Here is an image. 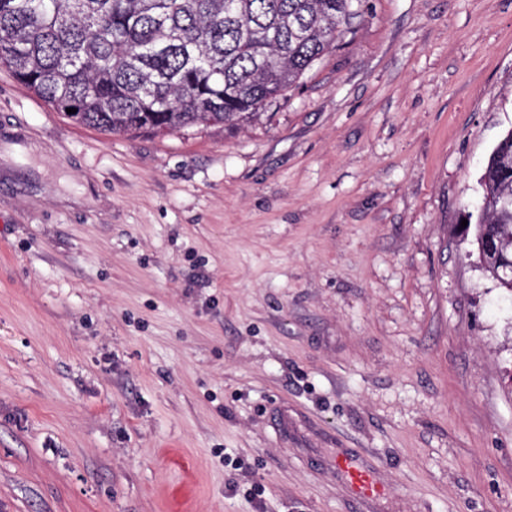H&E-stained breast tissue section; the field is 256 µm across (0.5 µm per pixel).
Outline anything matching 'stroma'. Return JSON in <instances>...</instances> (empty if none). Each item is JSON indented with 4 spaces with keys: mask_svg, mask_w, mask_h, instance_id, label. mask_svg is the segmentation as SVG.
I'll list each match as a JSON object with an SVG mask.
<instances>
[{
    "mask_svg": "<svg viewBox=\"0 0 512 512\" xmlns=\"http://www.w3.org/2000/svg\"><path fill=\"white\" fill-rule=\"evenodd\" d=\"M354 8L236 129L105 134L0 67V512H512V302L461 228L512 0ZM339 468L362 500L370 501L385 493L384 486L377 483L370 471L360 466L355 460L342 458L339 461Z\"/></svg>",
    "mask_w": 512,
    "mask_h": 512,
    "instance_id": "35a3bbf8",
    "label": "stroma"
}]
</instances>
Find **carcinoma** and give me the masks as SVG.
<instances>
[{"label":"carcinoma","mask_w":512,"mask_h":512,"mask_svg":"<svg viewBox=\"0 0 512 512\" xmlns=\"http://www.w3.org/2000/svg\"><path fill=\"white\" fill-rule=\"evenodd\" d=\"M353 0H0V66L103 133L235 128L296 84ZM474 240L512 246V131L480 178Z\"/></svg>","instance_id":"cac0c4a2"}]
</instances>
